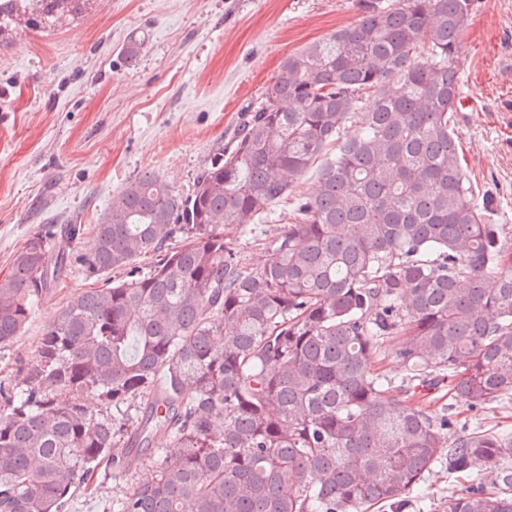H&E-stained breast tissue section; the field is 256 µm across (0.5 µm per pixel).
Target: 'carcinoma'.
<instances>
[{
    "label": "carcinoma",
    "instance_id": "carcinoma-1",
    "mask_svg": "<svg viewBox=\"0 0 512 512\" xmlns=\"http://www.w3.org/2000/svg\"><path fill=\"white\" fill-rule=\"evenodd\" d=\"M88 5L0 0V31ZM357 8L285 58L190 196L147 169L112 199L78 261L136 275L73 297L23 382L0 384V512H62L106 457L129 472L158 435L179 454L156 449L155 480L109 512H403L437 464L468 483L444 512H512V434L455 413L512 400V230L474 197L450 126L475 0ZM330 144L272 258L245 262L225 232L250 231ZM71 258L43 234L16 253L0 349ZM387 355L400 376L376 368ZM442 389L437 417L418 399ZM95 393L136 404L120 458L115 419L81 402Z\"/></svg>",
    "mask_w": 512,
    "mask_h": 512
}]
</instances>
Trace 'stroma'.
<instances>
[{
    "instance_id": "obj_1",
    "label": "stroma",
    "mask_w": 512,
    "mask_h": 512,
    "mask_svg": "<svg viewBox=\"0 0 512 512\" xmlns=\"http://www.w3.org/2000/svg\"><path fill=\"white\" fill-rule=\"evenodd\" d=\"M356 0H92L78 19L21 29L0 46V276L35 233L68 224L93 233L128 181L151 169L189 196L218 143L258 106L289 54L356 22ZM135 58L125 56L130 39ZM454 113L462 169L493 223L512 228V0H477L463 36ZM315 170L261 214L252 232L229 233L251 265L265 239L312 193ZM125 272L90 277L65 267L20 336L0 350V382L20 383L36 362L41 331L73 296ZM156 460L126 476H100L65 512H108L113 498L154 476ZM463 481L444 469L423 482L410 512H437Z\"/></svg>"
}]
</instances>
